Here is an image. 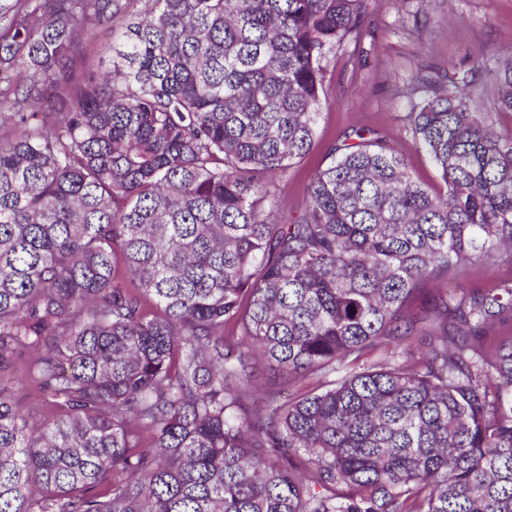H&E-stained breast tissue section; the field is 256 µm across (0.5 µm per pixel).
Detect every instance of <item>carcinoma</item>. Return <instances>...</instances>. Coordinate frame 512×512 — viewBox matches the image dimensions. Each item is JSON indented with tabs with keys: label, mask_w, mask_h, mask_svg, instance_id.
<instances>
[{
	"label": "carcinoma",
	"mask_w": 512,
	"mask_h": 512,
	"mask_svg": "<svg viewBox=\"0 0 512 512\" xmlns=\"http://www.w3.org/2000/svg\"><path fill=\"white\" fill-rule=\"evenodd\" d=\"M30 2L0 5V512H512V278L446 289L512 261V60L485 110L473 67L416 77L445 191L358 129L281 224L363 0ZM121 31V24L115 22L110 29L92 27L85 34L86 52L73 60V72L76 79L84 76L89 68L93 71L103 72L110 67L109 58L112 38ZM512 277V265L507 262L473 269L465 278L451 282L448 288H489L498 281ZM16 398L21 410L30 416L33 421L49 419L53 416L55 410L35 393H31L24 387H19L16 391Z\"/></svg>",
	"instance_id": "obj_1"
}]
</instances>
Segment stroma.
I'll return each instance as SVG.
<instances>
[{
	"instance_id": "obj_1",
	"label": "stroma",
	"mask_w": 512,
	"mask_h": 512,
	"mask_svg": "<svg viewBox=\"0 0 512 512\" xmlns=\"http://www.w3.org/2000/svg\"><path fill=\"white\" fill-rule=\"evenodd\" d=\"M364 17L369 36L329 58L314 148L278 181L282 216L302 209L307 185L328 162L329 145L360 127L396 150L415 179L443 190L405 121L415 77L436 75L451 63L475 65L479 82L488 85L498 62L512 57V0H365ZM120 30L116 23L86 32V51L73 60L75 78L109 68L112 38Z\"/></svg>"
}]
</instances>
